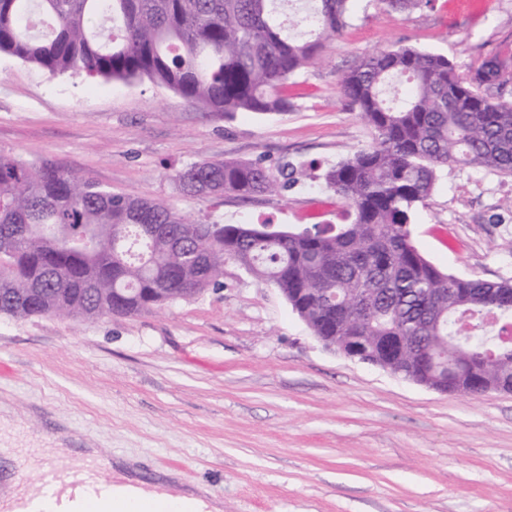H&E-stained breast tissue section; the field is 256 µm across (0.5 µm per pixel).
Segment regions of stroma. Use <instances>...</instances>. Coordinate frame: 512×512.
Segmentation results:
<instances>
[{
  "label": "stroma",
  "instance_id": "obj_1",
  "mask_svg": "<svg viewBox=\"0 0 512 512\" xmlns=\"http://www.w3.org/2000/svg\"><path fill=\"white\" fill-rule=\"evenodd\" d=\"M403 13L350 0L348 24L291 78L285 114L202 111L144 81L50 75L0 54V154L218 224L337 223L322 174L374 133L342 97L363 55L412 46L461 76L512 58V0ZM287 174L275 194L190 197L203 161ZM412 237L460 277L512 280V176L454 164ZM0 441L59 457L92 447L102 475L194 493L219 512H512V393L444 394L324 347L280 291L226 261L221 286L149 313L0 316Z\"/></svg>",
  "mask_w": 512,
  "mask_h": 512
}]
</instances>
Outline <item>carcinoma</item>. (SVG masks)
<instances>
[{
	"mask_svg": "<svg viewBox=\"0 0 512 512\" xmlns=\"http://www.w3.org/2000/svg\"><path fill=\"white\" fill-rule=\"evenodd\" d=\"M285 0H0V53L52 75L148 80L219 114H283L288 80L315 63L322 39L346 25L349 0H310L288 33ZM508 62L468 77L414 47L369 54L339 80L373 142L327 168L344 224L294 234L191 220L160 201L115 194L92 179L0 155V316L91 321L149 313L219 283L224 261L288 297L315 336L332 338L412 382L442 392H512V305L497 325L459 342L512 281L462 278L414 244L411 216L450 163L512 175V101L488 91ZM409 84L388 98L395 77ZM192 197L243 198L287 187L252 162L201 161L176 175ZM165 281L146 298L141 288Z\"/></svg>",
	"mask_w": 512,
	"mask_h": 512,
	"instance_id": "1",
	"label": "carcinoma"
}]
</instances>
